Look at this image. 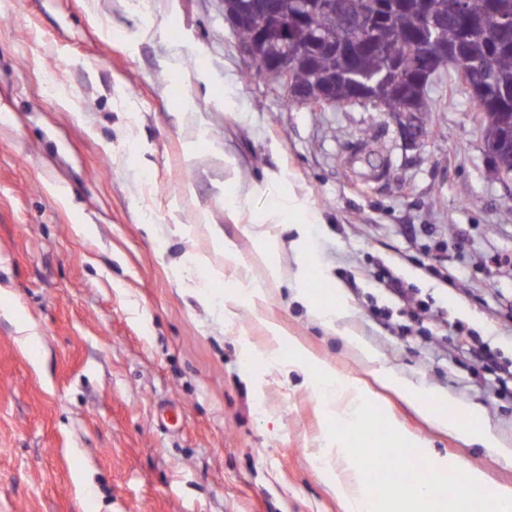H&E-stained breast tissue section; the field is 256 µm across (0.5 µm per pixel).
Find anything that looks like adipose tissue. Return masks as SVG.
Listing matches in <instances>:
<instances>
[{
	"instance_id": "obj_1",
	"label": "adipose tissue",
	"mask_w": 512,
	"mask_h": 512,
	"mask_svg": "<svg viewBox=\"0 0 512 512\" xmlns=\"http://www.w3.org/2000/svg\"><path fill=\"white\" fill-rule=\"evenodd\" d=\"M378 383L400 395L419 414L429 418L438 428L456 436L466 445L485 448L490 456L508 459L512 448L502 444L491 434L479 408L458 400L446 403L432 399L426 390L403 383L395 376L382 373Z\"/></svg>"
}]
</instances>
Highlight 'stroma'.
I'll return each instance as SVG.
<instances>
[{
    "mask_svg": "<svg viewBox=\"0 0 512 512\" xmlns=\"http://www.w3.org/2000/svg\"><path fill=\"white\" fill-rule=\"evenodd\" d=\"M250 69L220 0H0V512H345L311 465L325 412L266 358L291 337L344 377L378 366L478 405L512 448V388L495 393L458 336L512 363V195L473 100L443 90L412 143L388 113L292 106ZM284 195L318 219L269 225L270 253L247 227ZM200 262L225 317L195 291ZM308 268L342 294L341 333L299 299ZM385 270L430 311L380 288ZM385 399L387 420L512 485V460Z\"/></svg>",
    "mask_w": 512,
    "mask_h": 512,
    "instance_id": "obj_1",
    "label": "stroma"
}]
</instances>
